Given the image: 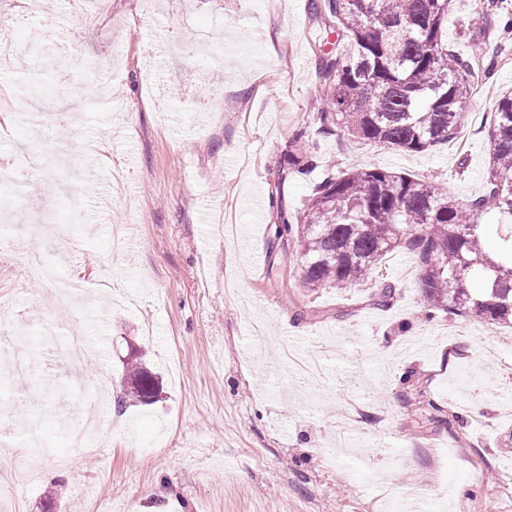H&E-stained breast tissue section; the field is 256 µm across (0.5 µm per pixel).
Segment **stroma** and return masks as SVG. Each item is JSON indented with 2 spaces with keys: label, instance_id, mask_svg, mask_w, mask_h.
I'll use <instances>...</instances> for the list:
<instances>
[{
  "label": "stroma",
  "instance_id": "35a3bbf8",
  "mask_svg": "<svg viewBox=\"0 0 512 512\" xmlns=\"http://www.w3.org/2000/svg\"><path fill=\"white\" fill-rule=\"evenodd\" d=\"M310 0H186L144 12L141 0H111L109 13L67 0H0L13 20V51L27 52L49 22L67 17L78 33L69 83L51 100L70 125L18 108L45 70H0V164L35 147L43 128L77 170L53 166L28 183L20 211H47L66 239L52 253L57 278L81 285L85 300L62 308L53 283L28 267L20 249L0 265V294L14 313L37 312L56 334L79 327L98 351L88 373L99 395L119 391L123 359L145 349L162 378L159 401L104 419L94 453L76 467L70 435L47 442L59 416L82 402L59 394L70 380L54 345L28 349L54 365L40 382L39 410L28 396L0 395L12 420L4 475L18 457L39 471L23 491L26 512H389L421 488L443 512H512V328L428 306L416 257L387 254L359 284L316 292L299 282L300 259L270 269V203L289 150L305 153L282 200L302 210L330 167H379L442 183L461 202L484 191L486 129L500 92L512 91V53L493 56L469 38L496 28L488 0H449L444 36L478 67L464 130L446 144L410 153L358 144L319 120L320 59L327 31ZM213 30L224 67L203 72ZM223 101L195 109L204 86ZM112 97L109 117L86 98ZM391 282L388 307L374 285ZM313 348L329 339L325 380L309 389L277 357L290 338ZM480 406L479 417L466 410ZM355 416L349 455L331 451L334 424Z\"/></svg>",
  "mask_w": 512,
  "mask_h": 512
}]
</instances>
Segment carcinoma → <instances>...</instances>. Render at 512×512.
Listing matches in <instances>:
<instances>
[{
	"mask_svg": "<svg viewBox=\"0 0 512 512\" xmlns=\"http://www.w3.org/2000/svg\"><path fill=\"white\" fill-rule=\"evenodd\" d=\"M499 45L512 40V11ZM336 33V50L322 58L324 127L343 126L359 142L421 152L456 137L465 126L475 82L470 59L444 41L448 0H311ZM492 162L487 189L468 204L434 182L378 167L326 178L304 210L280 208L270 253L301 259L300 283L316 291L354 284L400 248L415 253L427 302L512 327V94L499 96L487 129ZM374 304L394 300L393 284L375 285ZM129 384L117 395L149 403L159 381L136 353ZM56 391L82 400L92 382Z\"/></svg>",
	"mask_w": 512,
	"mask_h": 512,
	"instance_id": "1",
	"label": "carcinoma"
}]
</instances>
